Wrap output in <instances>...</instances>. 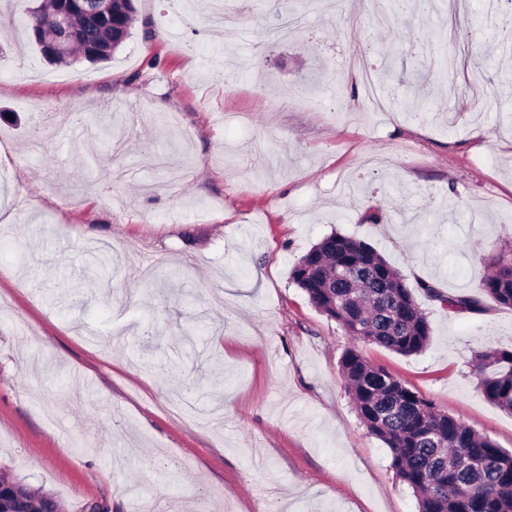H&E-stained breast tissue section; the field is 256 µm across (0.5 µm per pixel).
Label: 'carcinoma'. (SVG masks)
<instances>
[{
  "mask_svg": "<svg viewBox=\"0 0 512 512\" xmlns=\"http://www.w3.org/2000/svg\"><path fill=\"white\" fill-rule=\"evenodd\" d=\"M56 0L30 12L26 28L39 50L58 43L45 55L54 64H72L82 54L104 62L130 37L134 0H122L120 34L101 25L91 5L74 10L65 34L44 30ZM292 280L311 303L335 320L356 342L376 344L403 356L422 352L430 326L402 275L367 243L332 234L314 245L291 269ZM417 287L452 312L485 311L488 297L512 307V258L499 255L492 270L468 295H444L428 283ZM484 396L512 414V350L490 349L476 356ZM341 371L355 409L368 432L389 450L396 477L418 500L419 512H512V451L499 447L472 427L435 409L421 393L388 370L348 349ZM32 512H59L50 494L23 486Z\"/></svg>",
  "mask_w": 512,
  "mask_h": 512,
  "instance_id": "carcinoma-1",
  "label": "carcinoma"
}]
</instances>
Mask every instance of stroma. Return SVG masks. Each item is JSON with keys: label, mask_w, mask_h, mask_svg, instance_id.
<instances>
[{"label": "stroma", "mask_w": 512, "mask_h": 512, "mask_svg": "<svg viewBox=\"0 0 512 512\" xmlns=\"http://www.w3.org/2000/svg\"><path fill=\"white\" fill-rule=\"evenodd\" d=\"M39 2L0 0V475L65 512H418L350 398L352 347L512 449L475 372L512 308L419 287L469 293L512 252V0H288L285 36L275 0H227L229 30L135 0L112 60L69 67L29 38ZM350 48L377 73L393 50L381 90ZM334 232L413 287L421 354L354 342L292 281Z\"/></svg>", "instance_id": "35a3bbf8"}]
</instances>
